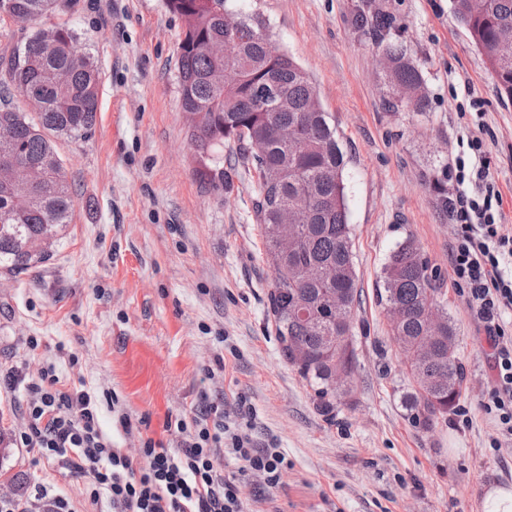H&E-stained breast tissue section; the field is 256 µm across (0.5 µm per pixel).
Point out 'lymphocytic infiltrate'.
<instances>
[{"instance_id":"lymphocytic-infiltrate-1","label":"lymphocytic infiltrate","mask_w":512,"mask_h":512,"mask_svg":"<svg viewBox=\"0 0 512 512\" xmlns=\"http://www.w3.org/2000/svg\"><path fill=\"white\" fill-rule=\"evenodd\" d=\"M461 143L469 161L457 165V191L448 198V214L458 226L448 266L466 286V306L488 348L491 378L483 407L502 435L512 437V333L506 328L512 316V224L503 221L502 193L486 164L480 131H469ZM58 382L48 368L26 382L28 429L21 443L43 459L66 460L90 484L91 499L108 493L112 512H246L223 459L261 474L270 488L288 466L280 449L258 447L240 425L225 421L221 403L206 398L195 408V430L177 421L184 436L179 447L150 437L133 453L111 447L89 393L62 390Z\"/></svg>"}]
</instances>
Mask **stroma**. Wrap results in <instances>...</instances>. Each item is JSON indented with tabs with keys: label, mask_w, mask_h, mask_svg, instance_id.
I'll use <instances>...</instances> for the list:
<instances>
[{
	"label": "stroma",
	"mask_w": 512,
	"mask_h": 512,
	"mask_svg": "<svg viewBox=\"0 0 512 512\" xmlns=\"http://www.w3.org/2000/svg\"><path fill=\"white\" fill-rule=\"evenodd\" d=\"M358 0H233L262 16L277 45L313 80L346 155L344 183L360 284L353 392L324 416L279 355L267 298L273 269L257 221L256 180L239 168L229 190L202 189L181 108L177 52L183 19L165 0H58L43 27L68 23L103 72L96 121L56 150L74 198L72 221L49 260L0 271V372L54 367L59 386L88 392L113 447L169 440L201 394L253 412L259 445L288 467L263 490L228 460L251 512H482L485 490L512 481V441L481 401L489 360L463 287L447 276L455 224L434 185L460 157L459 138L483 113L487 163L512 224V102L499 100L484 57L450 0H381L420 65L426 112L387 111L376 49L353 30ZM413 238L445 272L447 304L466 366L457 411L433 430L413 427L401 395L406 364L378 305L376 282L394 246ZM26 399L0 384V500L38 485L73 512H112L91 500L64 462L22 447ZM127 416L133 431L119 424Z\"/></svg>",
	"instance_id": "1"
}]
</instances>
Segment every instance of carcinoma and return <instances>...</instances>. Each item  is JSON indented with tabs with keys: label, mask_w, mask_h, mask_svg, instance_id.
I'll return each instance as SVG.
<instances>
[{
	"label": "carcinoma",
	"mask_w": 512,
	"mask_h": 512,
	"mask_svg": "<svg viewBox=\"0 0 512 512\" xmlns=\"http://www.w3.org/2000/svg\"><path fill=\"white\" fill-rule=\"evenodd\" d=\"M12 4L18 24L33 27L53 13L57 0H0ZM228 0H166L169 11L185 22L179 45L178 83L191 140L200 158L198 180L207 192L222 194L234 169L224 167V144L235 147L238 159L257 175V217L265 251L274 269L268 293L280 354L308 383L319 410L336 408L333 370L357 369L354 312L362 303L355 268L351 224L343 180L345 153L336 127L320 106L308 73L271 39L258 14L237 11L233 62L244 67L242 81L226 87L224 58L204 50L207 42L224 41V7ZM455 18L483 53L502 99L512 102V57L491 54L500 37L512 31V0H452ZM353 29L368 37L385 58L390 91L385 105L425 112L424 78L407 50L393 42L400 23L396 15L362 0L351 13ZM78 42L65 24L39 28L0 55V156L11 153L39 169H50L47 188L26 184L0 185V268L21 271L48 254L36 243L58 234L71 222L74 200L52 138L76 139L95 123L102 84L101 71L89 53L76 57L69 46ZM25 94L36 117L19 111L11 91ZM288 128L296 139L286 142L277 130ZM331 269L328 281L322 272ZM442 278L407 237L389 253L382 269L378 300L400 307L405 317L391 327L406 358L414 356L424 336V315L434 306L456 325L438 295ZM308 353L294 362L292 348ZM456 376L458 388L439 387L444 373ZM412 384L401 396L412 423L431 430L454 411L461 397L465 368L459 351L448 345L410 370Z\"/></svg>",
	"instance_id": "obj_1"
}]
</instances>
